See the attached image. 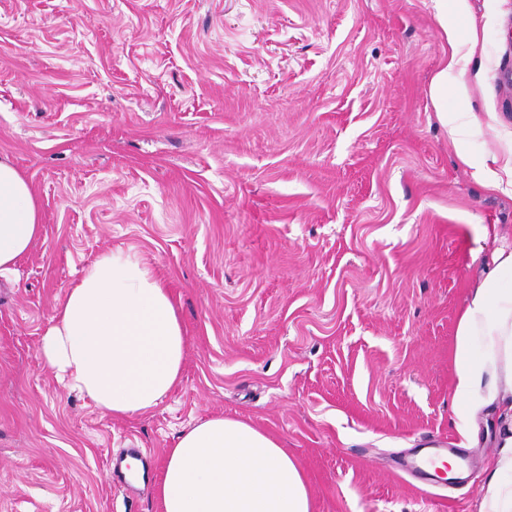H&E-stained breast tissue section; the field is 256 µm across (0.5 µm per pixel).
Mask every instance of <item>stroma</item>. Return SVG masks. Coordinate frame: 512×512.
Returning <instances> with one entry per match:
<instances>
[{
    "label": "stroma",
    "mask_w": 512,
    "mask_h": 512,
    "mask_svg": "<svg viewBox=\"0 0 512 512\" xmlns=\"http://www.w3.org/2000/svg\"><path fill=\"white\" fill-rule=\"evenodd\" d=\"M453 144L430 96L445 60ZM512 0H0V158L43 233L0 277V512H163L110 458L161 470L225 416L295 458L311 512H479L507 419L451 401L455 331L512 245ZM472 165H464L460 154ZM493 187H486V180ZM135 254L180 305L178 387L103 414L37 351L101 253ZM465 472L402 470L420 440Z\"/></svg>",
    "instance_id": "1"
}]
</instances>
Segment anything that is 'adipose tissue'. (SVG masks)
<instances>
[{"label": "adipose tissue", "mask_w": 512, "mask_h": 512, "mask_svg": "<svg viewBox=\"0 0 512 512\" xmlns=\"http://www.w3.org/2000/svg\"><path fill=\"white\" fill-rule=\"evenodd\" d=\"M447 62L430 93L439 122L458 142L469 113L449 111ZM43 226L28 181L0 160V274L14 272ZM454 425L472 436L475 413L497 405L512 414V247L494 249L458 321ZM42 362L102 412L144 413L181 381L187 353L177 304L135 256L109 252L88 267L55 307L38 342ZM159 495L163 512H311L299 464L272 436L221 416L184 429L168 449ZM481 512H512V428L500 444Z\"/></svg>", "instance_id": "obj_1"}]
</instances>
